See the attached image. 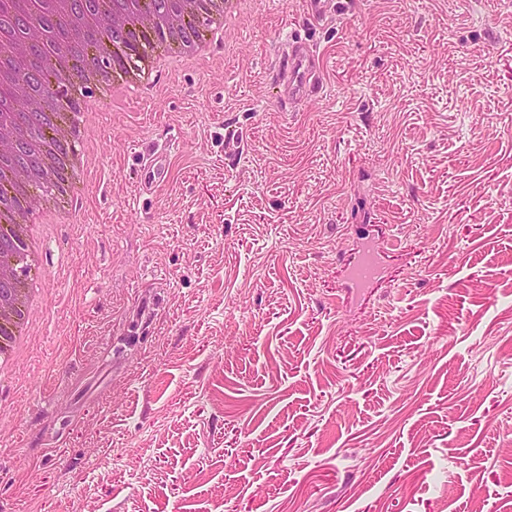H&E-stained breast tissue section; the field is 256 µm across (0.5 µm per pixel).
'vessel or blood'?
Wrapping results in <instances>:
<instances>
[{"label":"vessel or blood","mask_w":512,"mask_h":512,"mask_svg":"<svg viewBox=\"0 0 512 512\" xmlns=\"http://www.w3.org/2000/svg\"><path fill=\"white\" fill-rule=\"evenodd\" d=\"M323 74L319 53L302 40H292L278 61L276 99L280 103L302 102L320 94ZM385 246L364 244L348 267L349 287H367L383 269Z\"/></svg>","instance_id":"b4317fda"}]
</instances>
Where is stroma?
<instances>
[{"label": "stroma", "mask_w": 512, "mask_h": 512, "mask_svg": "<svg viewBox=\"0 0 512 512\" xmlns=\"http://www.w3.org/2000/svg\"><path fill=\"white\" fill-rule=\"evenodd\" d=\"M290 34L326 69L283 108ZM84 147L0 381V512H512V0H254ZM165 168L156 160H146L139 169L138 186L142 190L151 191L156 183L164 177ZM384 244L378 243L373 248L368 238L363 247H359L358 255L348 266L347 284L349 288L358 290L366 288L376 277L382 273V258L386 252Z\"/></svg>", "instance_id": "1"}]
</instances>
